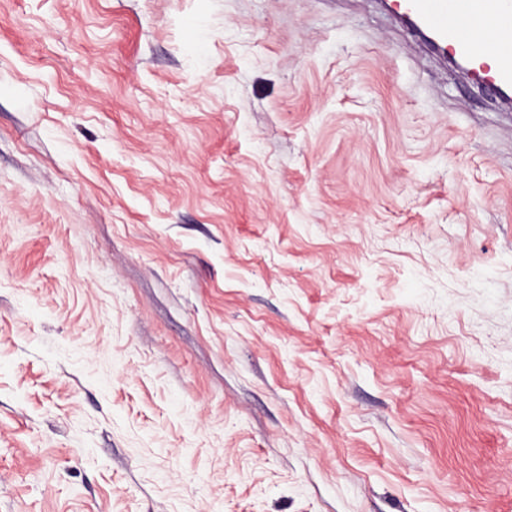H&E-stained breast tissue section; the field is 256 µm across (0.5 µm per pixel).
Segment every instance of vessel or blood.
Returning <instances> with one entry per match:
<instances>
[{"instance_id":"1","label":"vessel or blood","mask_w":512,"mask_h":512,"mask_svg":"<svg viewBox=\"0 0 512 512\" xmlns=\"http://www.w3.org/2000/svg\"><path fill=\"white\" fill-rule=\"evenodd\" d=\"M397 17L415 23L444 53L466 60L470 72L497 91H512V54L488 39L512 32V0H395Z\"/></svg>"}]
</instances>
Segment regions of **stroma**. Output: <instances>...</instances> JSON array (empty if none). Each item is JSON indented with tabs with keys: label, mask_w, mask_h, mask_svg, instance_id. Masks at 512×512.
I'll list each match as a JSON object with an SVG mask.
<instances>
[{
	"label": "stroma",
	"mask_w": 512,
	"mask_h": 512,
	"mask_svg": "<svg viewBox=\"0 0 512 512\" xmlns=\"http://www.w3.org/2000/svg\"><path fill=\"white\" fill-rule=\"evenodd\" d=\"M380 0H0V512H512V111Z\"/></svg>",
	"instance_id": "35a3bbf8"
}]
</instances>
